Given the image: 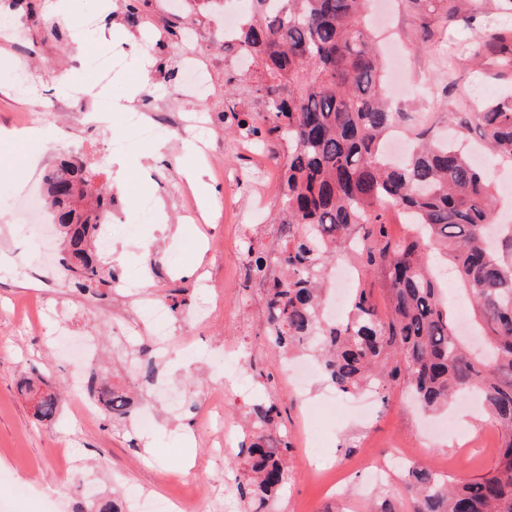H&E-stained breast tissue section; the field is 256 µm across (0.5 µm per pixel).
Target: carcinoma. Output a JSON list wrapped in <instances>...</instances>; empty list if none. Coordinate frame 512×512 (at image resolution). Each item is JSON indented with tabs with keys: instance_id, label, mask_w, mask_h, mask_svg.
<instances>
[{
	"instance_id": "1",
	"label": "carcinoma",
	"mask_w": 512,
	"mask_h": 512,
	"mask_svg": "<svg viewBox=\"0 0 512 512\" xmlns=\"http://www.w3.org/2000/svg\"><path fill=\"white\" fill-rule=\"evenodd\" d=\"M368 0H248L250 21L235 41L256 63L250 91L261 105L255 122L238 127L288 145L280 185L281 277H266L267 258L252 241L244 252L265 297L266 338L286 353L314 347L322 373L339 394L367 387L386 394L405 387L426 409L475 394L501 439L491 468L450 480L427 468L406 472L411 512H512V224L498 227L496 246L484 229L496 223L494 187L455 145L424 128L400 165L384 159L383 142L404 113L384 97L383 74L367 20ZM475 124L488 148L512 160V100L458 117ZM99 172L62 161L45 176L48 203L67 212L63 266L73 289L96 295L119 275L105 269L95 230L112 199L96 187ZM415 224L398 241L385 232L386 212ZM358 241L360 268L383 279L389 311L371 289H357L346 322L322 313L318 273ZM436 246L455 267L484 348L471 349L456 331L443 288L429 269ZM89 389L106 421L125 420L135 407L129 390L89 365ZM48 382L26 378L25 398L38 393L37 418L52 420L58 396ZM244 432V481L237 488L249 512H272L288 480L290 443L272 399L252 405Z\"/></svg>"
}]
</instances>
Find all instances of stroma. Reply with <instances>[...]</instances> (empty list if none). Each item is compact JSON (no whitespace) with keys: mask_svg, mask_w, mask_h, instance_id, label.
<instances>
[{"mask_svg":"<svg viewBox=\"0 0 512 512\" xmlns=\"http://www.w3.org/2000/svg\"><path fill=\"white\" fill-rule=\"evenodd\" d=\"M390 37L397 50L402 87L393 97L407 116L406 127L448 133L450 112H477L487 103L512 97V65L500 66L498 52L476 58L472 46L503 32L512 11L488 9L470 0L464 17L450 21L441 0L419 8L411 0H392ZM92 13L94 29L82 39L59 15ZM9 16L13 32L0 27V135L19 129L18 117L40 112L46 121L37 144L21 143L22 163L45 174L61 160L99 170L98 180L112 196L115 233L105 262L116 268L122 287L81 295L65 288L57 260L65 247L62 230L51 219L31 225L28 236L16 226L20 210L0 208V512H72L77 501L97 490L116 491L132 503L170 498L199 503L208 512L213 489L233 481L236 450L218 453V432L207 425L216 407L232 422H242L250 404L237 385H225L218 364L226 350L245 348L259 367L280 373L277 349L263 338L264 304L244 267L243 246L281 243V166L268 154L232 153L237 139L235 114L254 109L241 90L252 68L248 56L224 43L220 20L191 7L173 16L167 0H146L136 24L126 21L124 0H0V16ZM199 29L197 43L180 52L158 51L156 41L178 26ZM121 57L125 66L101 79L94 61ZM207 73L203 88L188 81L185 63ZM152 81L138 82L143 66ZM40 72L35 92L18 94L14 72ZM137 104H129L128 96ZM112 103V118L97 115V103ZM206 111V129L163 141L135 135L129 112L145 123L177 125ZM203 157V180L217 197L201 210L197 189H186L182 161L188 152ZM265 167L272 191L256 207L255 185L233 186L235 173ZM150 199L155 213L140 236L126 225L139 222L136 204ZM183 303V313L169 314L164 332L139 319L144 301ZM210 303L207 321L190 313ZM63 320L75 337L92 339L108 375L142 389L158 409L153 432L128 435L112 430L101 414L80 410L87 395L78 379L86 367L68 355L37 321L42 309ZM166 346L157 383L142 388L130 356L142 343ZM44 374L62 398L60 418L36 419L16 391L25 375ZM268 395L288 409L292 429L288 467L291 480L274 512H370L383 497L397 512H410L405 472L392 470L389 483L374 486L372 473L387 466L394 451L413 455L415 465L453 478H476L488 471L500 433L470 398L454 412V423L439 439L425 429L429 417L395 387L387 398L338 396L319 419L326 429L325 463L308 475L310 457L299 429L305 397L268 388Z\"/></svg>","mask_w":512,"mask_h":512,"instance_id":"stroma-1","label":"stroma"}]
</instances>
